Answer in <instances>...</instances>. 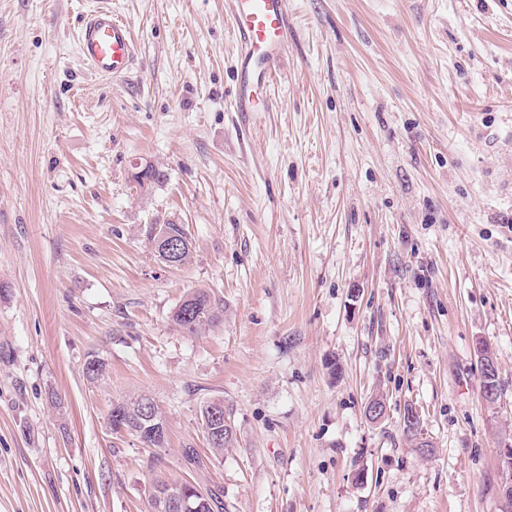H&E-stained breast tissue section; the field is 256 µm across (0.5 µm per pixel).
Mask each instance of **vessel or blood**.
<instances>
[{"mask_svg": "<svg viewBox=\"0 0 512 512\" xmlns=\"http://www.w3.org/2000/svg\"><path fill=\"white\" fill-rule=\"evenodd\" d=\"M237 56L236 108L266 111L263 93L271 81L284 48L287 0H233ZM81 58L98 75L118 78L128 74L135 56L130 24L99 8L88 14L78 34Z\"/></svg>", "mask_w": 512, "mask_h": 512, "instance_id": "b4317fda", "label": "vessel or blood"}]
</instances>
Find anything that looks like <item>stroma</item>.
<instances>
[{
	"instance_id": "stroma-1",
	"label": "stroma",
	"mask_w": 512,
	"mask_h": 512,
	"mask_svg": "<svg viewBox=\"0 0 512 512\" xmlns=\"http://www.w3.org/2000/svg\"><path fill=\"white\" fill-rule=\"evenodd\" d=\"M110 5L136 44L118 79L79 56L86 0H0V512H148L159 479L224 512H500L512 0H288L264 112L236 109L232 0ZM168 223L188 265L158 259ZM195 288L224 320L189 335L170 313ZM143 392L165 447L110 426ZM172 235L175 239H187L189 247H184L181 255V266L188 264L192 258V241L184 225L165 224L161 225L156 233L155 247L160 260L169 267H179L182 245L179 242L170 240L166 233ZM213 403H217L222 408V410L224 412V404H223V402H220V401L208 402L205 405H203L202 408H201V411H200L201 412V421H202L204 433L206 435V439H207L209 448H211V450H212L214 455H220V454H222L224 452V448H228V446L233 443V441L236 438V434H235V431H234V428H233V424H232L231 418L230 417L226 418V413H224V442L216 444V443H213L211 441L210 435L205 430L204 407L206 405H210V404H213Z\"/></svg>"
}]
</instances>
